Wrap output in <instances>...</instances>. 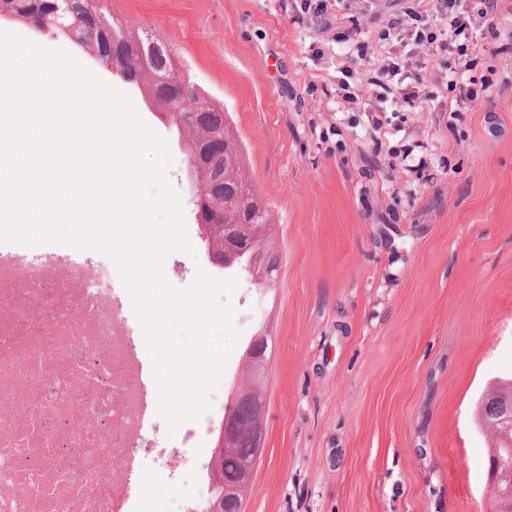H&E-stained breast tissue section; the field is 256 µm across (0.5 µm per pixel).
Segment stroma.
Segmentation results:
<instances>
[{
  "label": "stroma",
  "instance_id": "stroma-1",
  "mask_svg": "<svg viewBox=\"0 0 512 512\" xmlns=\"http://www.w3.org/2000/svg\"><path fill=\"white\" fill-rule=\"evenodd\" d=\"M104 11L165 43L230 112L246 168L274 223L270 284L238 277L241 330L209 396V433L138 432L130 506L181 512L198 491L189 458L209 461L214 430L245 380L253 336L269 341L265 454L243 512H492L494 438L476 418L489 384L512 378V62L484 52L492 95L456 118L424 103L381 127L336 95L339 65L368 66L298 20L290 0H102ZM1 30L80 57L128 94L169 146L191 252L165 260L187 288L205 256L187 191L188 138L115 72L64 36Z\"/></svg>",
  "mask_w": 512,
  "mask_h": 512
}]
</instances>
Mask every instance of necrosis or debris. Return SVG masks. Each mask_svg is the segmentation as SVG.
Masks as SVG:
<instances>
[{"instance_id":"obj_1","label":"necrosis or debris","mask_w":512,"mask_h":512,"mask_svg":"<svg viewBox=\"0 0 512 512\" xmlns=\"http://www.w3.org/2000/svg\"><path fill=\"white\" fill-rule=\"evenodd\" d=\"M122 288L0 260V512H128L153 403Z\"/></svg>"}]
</instances>
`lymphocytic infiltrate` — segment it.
Instances as JSON below:
<instances>
[{
    "instance_id": "obj_1",
    "label": "lymphocytic infiltrate",
    "mask_w": 512,
    "mask_h": 512,
    "mask_svg": "<svg viewBox=\"0 0 512 512\" xmlns=\"http://www.w3.org/2000/svg\"><path fill=\"white\" fill-rule=\"evenodd\" d=\"M389 11L378 10L374 0H294L299 16L320 20L333 41L348 44L349 54L370 60L373 49L365 38V29L377 25L379 42L411 40L414 48L408 59H385L366 74L359 87L340 81L342 99L352 105H365L377 111L389 95L405 99H428L426 57L455 54L463 68L479 63L473 40L476 29H493L501 0H388Z\"/></svg>"
}]
</instances>
